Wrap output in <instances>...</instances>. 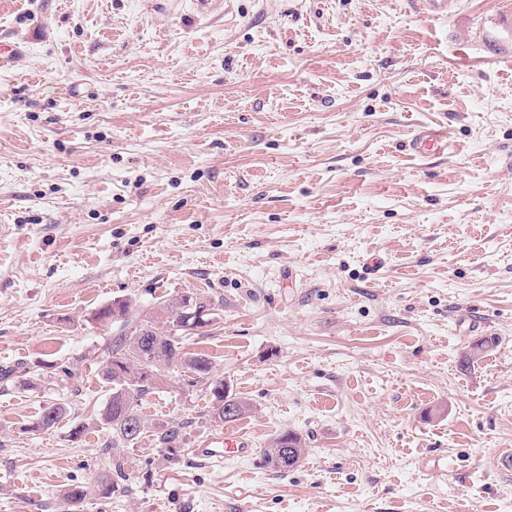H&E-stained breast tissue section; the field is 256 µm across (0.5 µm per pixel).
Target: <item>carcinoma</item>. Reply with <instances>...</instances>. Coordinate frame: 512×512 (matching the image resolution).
Wrapping results in <instances>:
<instances>
[{
	"label": "carcinoma",
	"mask_w": 512,
	"mask_h": 512,
	"mask_svg": "<svg viewBox=\"0 0 512 512\" xmlns=\"http://www.w3.org/2000/svg\"><path fill=\"white\" fill-rule=\"evenodd\" d=\"M223 307L220 299L192 293L157 300L147 306L138 305L130 298L117 299L94 313L93 319L109 329L111 335L102 349L106 357L104 377L112 385V393L101 415L111 438L106 445L108 473L100 481V495L107 497L128 490L125 449L135 447L147 437L157 447L172 453L184 444L185 423L177 420L154 423L140 412L142 397L162 388L176 369L190 371L192 382L205 386L211 397L214 422H233L246 412L247 405L226 390L224 379L214 377L212 361L207 355L185 351L187 337L179 329L187 314L198 308L209 310L202 323L203 327H209L220 319ZM228 405L238 407L231 417L225 411ZM65 415L64 405L50 404L43 408L32 430L49 431ZM269 445L293 450L297 464L309 452L306 439L291 430L279 432Z\"/></svg>",
	"instance_id": "cac0c4a2"
}]
</instances>
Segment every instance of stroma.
<instances>
[{
	"label": "stroma",
	"instance_id": "obj_1",
	"mask_svg": "<svg viewBox=\"0 0 512 512\" xmlns=\"http://www.w3.org/2000/svg\"><path fill=\"white\" fill-rule=\"evenodd\" d=\"M512 0H0V512H512ZM447 139L422 158L421 130ZM382 268L368 279L364 263ZM198 292L188 352L247 403L256 450L183 371L144 396L188 422L100 497L111 386L93 312ZM491 340L473 365L463 355ZM80 367V381L66 368ZM67 416L33 431L44 406ZM85 426L80 443L70 431ZM305 437L277 473L260 450ZM253 449V442L246 434L226 431L207 441L199 452V457L203 460L223 458L226 455L244 458L249 457ZM268 445L278 449L263 448L262 463L264 466H266L265 451L270 450L268 452L267 458L269 459L270 465L273 467L271 469L278 472H288V470H279L275 468L286 469L288 468V464L292 462H294V465L299 464L309 452L306 439L303 438L299 433L291 430H283L279 432L270 440ZM279 448H288L289 450L291 448V450L294 452L293 457H295L296 460L294 461L293 459H289V452Z\"/></svg>",
	"mask_w": 512,
	"mask_h": 512
}]
</instances>
